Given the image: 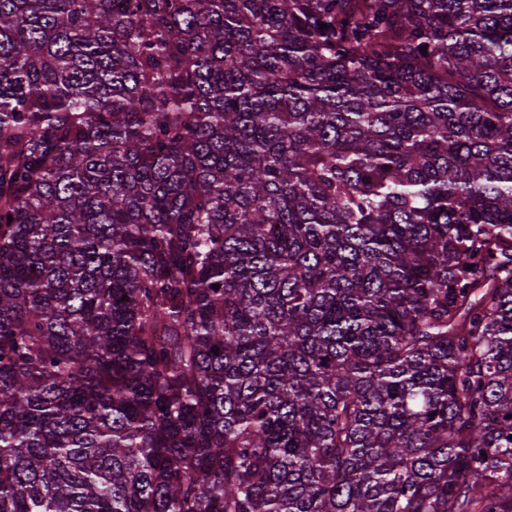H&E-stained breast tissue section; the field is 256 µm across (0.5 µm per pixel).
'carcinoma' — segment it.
<instances>
[{
    "label": "carcinoma",
    "instance_id": "carcinoma-1",
    "mask_svg": "<svg viewBox=\"0 0 512 512\" xmlns=\"http://www.w3.org/2000/svg\"><path fill=\"white\" fill-rule=\"evenodd\" d=\"M0 512H512V0H0Z\"/></svg>",
    "mask_w": 512,
    "mask_h": 512
}]
</instances>
